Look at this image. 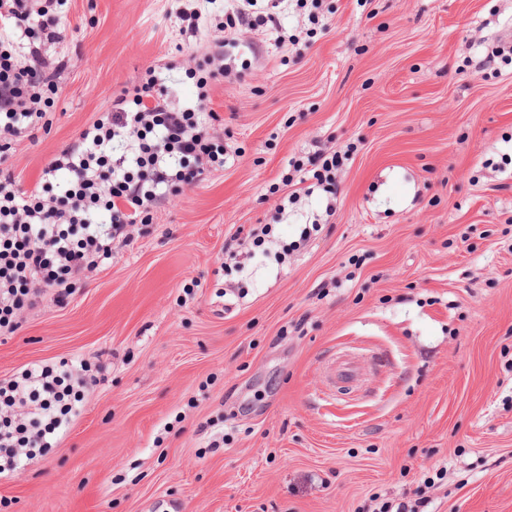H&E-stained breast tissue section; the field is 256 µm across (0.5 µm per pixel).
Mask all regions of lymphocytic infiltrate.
<instances>
[{"mask_svg":"<svg viewBox=\"0 0 512 512\" xmlns=\"http://www.w3.org/2000/svg\"><path fill=\"white\" fill-rule=\"evenodd\" d=\"M34 2L0 0V162L18 138L33 137L42 125L67 66L45 54L46 45L63 38L61 16ZM146 74L48 163L54 191L26 192L11 174L0 175L1 333L14 332L20 312L46 290L71 295L73 279L111 259L116 245H130L134 229L151 223L154 207L224 165V143L207 123V80H199L193 105L175 110L165 79L152 68ZM344 160L323 149L292 160L293 173L283 179L290 199H299V181L335 194ZM90 372L87 363L64 360L0 381V480L54 447L80 413Z\"/></svg>","mask_w":512,"mask_h":512,"instance_id":"lymphocytic-infiltrate-1","label":"lymphocytic infiltrate"}]
</instances>
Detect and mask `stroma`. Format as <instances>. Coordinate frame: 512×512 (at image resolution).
Listing matches in <instances>:
<instances>
[{
    "label": "stroma",
    "mask_w": 512,
    "mask_h": 512,
    "mask_svg": "<svg viewBox=\"0 0 512 512\" xmlns=\"http://www.w3.org/2000/svg\"><path fill=\"white\" fill-rule=\"evenodd\" d=\"M320 2L315 37L285 8L297 45L227 47L224 167L0 334V380L102 366L56 447L0 481V512H512V68L465 64L482 37L512 43V0ZM178 6L51 0L70 64L48 129L0 167L36 188L148 67L195 101L224 2L195 31ZM351 142L333 216L322 192L270 194L290 159ZM263 224L271 243L226 271ZM344 358L367 366L346 391L327 382Z\"/></svg>",
    "instance_id": "1"
}]
</instances>
